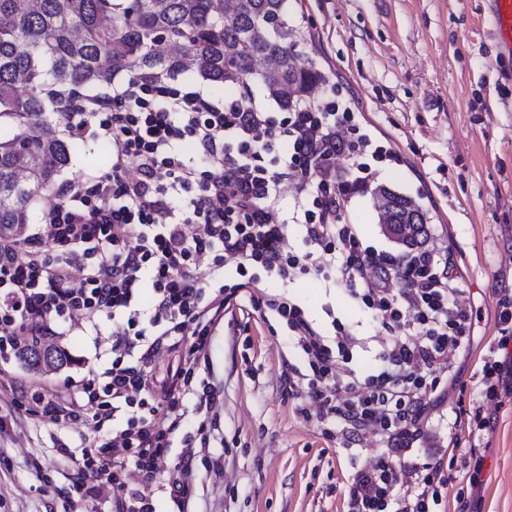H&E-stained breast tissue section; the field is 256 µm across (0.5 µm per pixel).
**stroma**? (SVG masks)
Masks as SVG:
<instances>
[{
    "mask_svg": "<svg viewBox=\"0 0 512 512\" xmlns=\"http://www.w3.org/2000/svg\"><path fill=\"white\" fill-rule=\"evenodd\" d=\"M487 0H289L288 21L306 36L298 50L327 75L319 102L353 112L360 133L394 152L373 163L376 183L425 209L432 230L425 247L452 256L460 288L473 308L469 353L454 359L456 385L429 413L426 445L447 447L456 414L476 397V373L497 334L499 299L512 293V58L501 57L484 21ZM107 140L88 118L78 149L57 184H95L107 166L90 163ZM342 214L359 225L362 245L400 253L378 224L372 193L346 197ZM289 293L320 327L332 317L370 336L372 312L342 287L308 275ZM113 324L75 326L59 337L75 364L57 372L0 360V512H65L73 468L64 450L81 453L91 433L12 412L11 386L58 389L112 359ZM286 327L259 314L226 316L214 332L201 375L219 387L223 404L210 426L211 448L188 475L196 512H349L351 469L338 441L296 409L289 364L299 363ZM483 457L471 497L475 512H512V393L479 444Z\"/></svg>",
    "mask_w": 512,
    "mask_h": 512,
    "instance_id": "stroma-1",
    "label": "stroma"
}]
</instances>
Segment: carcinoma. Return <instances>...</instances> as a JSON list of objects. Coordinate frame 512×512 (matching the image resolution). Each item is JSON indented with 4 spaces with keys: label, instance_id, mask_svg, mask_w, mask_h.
Here are the masks:
<instances>
[{
    "label": "carcinoma",
    "instance_id": "cac0c4a2",
    "mask_svg": "<svg viewBox=\"0 0 512 512\" xmlns=\"http://www.w3.org/2000/svg\"><path fill=\"white\" fill-rule=\"evenodd\" d=\"M0 226L29 223L32 207L54 186L74 145L44 132L46 114L92 106L106 76L127 71L159 81L183 70L178 45L200 77L218 88L240 87L259 60L268 96L283 108L312 107L326 81L311 57L295 58L302 32L288 23V0H237L224 21V0H0ZM385 224H409L406 249L428 238L422 207L380 185ZM32 370L61 369L67 351L54 347Z\"/></svg>",
    "mask_w": 512,
    "mask_h": 512
}]
</instances>
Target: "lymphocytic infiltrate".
Here are the masks:
<instances>
[{
    "instance_id": "1",
    "label": "lymphocytic infiltrate",
    "mask_w": 512,
    "mask_h": 512,
    "mask_svg": "<svg viewBox=\"0 0 512 512\" xmlns=\"http://www.w3.org/2000/svg\"><path fill=\"white\" fill-rule=\"evenodd\" d=\"M112 144L107 177L90 188L69 186L36 229L0 228V354L67 335L72 321L98 327L111 318L109 367L75 384L67 397L19 387L15 409L53 423L124 418L111 439L74 459L72 484L84 512H98L102 486L112 512H157L167 493L173 512H191L195 497L183 481L208 448L205 421L219 389L200 379L216 326L238 294L260 315L285 321L310 372L302 415H314L327 437L339 439L353 471L351 512H443L451 475L441 455L418 442L432 396L450 355L467 351L473 310L458 303L452 258L429 251L408 257L362 249L357 225L344 221L343 197L373 182L363 154L389 157L368 135L350 139L351 113L332 106L273 115L248 92L216 102L197 90L134 80L92 109ZM189 141L206 169L181 159ZM295 189L290 222L273 212L284 185ZM301 226L303 246L286 249L289 224ZM314 273L345 285L359 306L376 311L380 367L369 375L348 365L368 340L357 329L318 328L288 293L264 291V278L288 285ZM151 286V306L140 304ZM500 334L482 360L478 397L467 418L469 442L483 439L506 375L512 374V300L499 301ZM182 345V363L161 396L146 394L145 376L168 343ZM203 417L164 486L158 464L187 414ZM376 432L385 449L364 461L361 443ZM134 466L140 480L122 474Z\"/></svg>"
}]
</instances>
